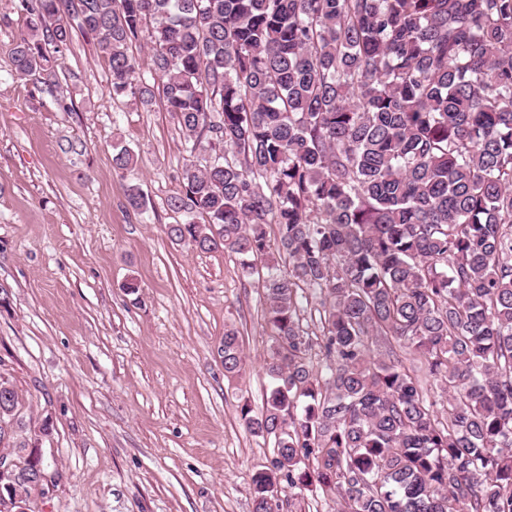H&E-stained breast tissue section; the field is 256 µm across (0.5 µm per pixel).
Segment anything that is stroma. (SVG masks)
Segmentation results:
<instances>
[{
	"instance_id": "stroma-1",
	"label": "stroma",
	"mask_w": 512,
	"mask_h": 512,
	"mask_svg": "<svg viewBox=\"0 0 512 512\" xmlns=\"http://www.w3.org/2000/svg\"><path fill=\"white\" fill-rule=\"evenodd\" d=\"M25 29L18 0H0V372L18 419L50 426L56 483L39 510L252 512L251 476L272 456L240 419L269 387L262 289L236 257L168 237L190 156L162 99L112 101L108 64L76 28L56 86L18 76ZM118 143L135 155L125 171ZM133 185L144 213L127 206ZM229 326L244 353L233 379ZM243 350L239 332L235 328L224 330V376L235 378L243 370Z\"/></svg>"
}]
</instances>
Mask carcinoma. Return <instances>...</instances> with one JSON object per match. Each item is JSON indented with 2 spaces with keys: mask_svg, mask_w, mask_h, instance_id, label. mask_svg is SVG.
<instances>
[{
  "mask_svg": "<svg viewBox=\"0 0 512 512\" xmlns=\"http://www.w3.org/2000/svg\"><path fill=\"white\" fill-rule=\"evenodd\" d=\"M19 6L18 74L55 84L73 20L112 97L148 107L145 74L159 78L187 151L209 153L182 169L169 206L186 220L167 233L235 254L263 288L270 391L241 419L273 457L251 477L253 512L313 484L336 512H512V0ZM112 164L134 155L117 146ZM242 370L226 329L224 377ZM0 399L8 423L18 394Z\"/></svg>",
  "mask_w": 512,
  "mask_h": 512,
  "instance_id": "obj_1",
  "label": "carcinoma"
}]
</instances>
